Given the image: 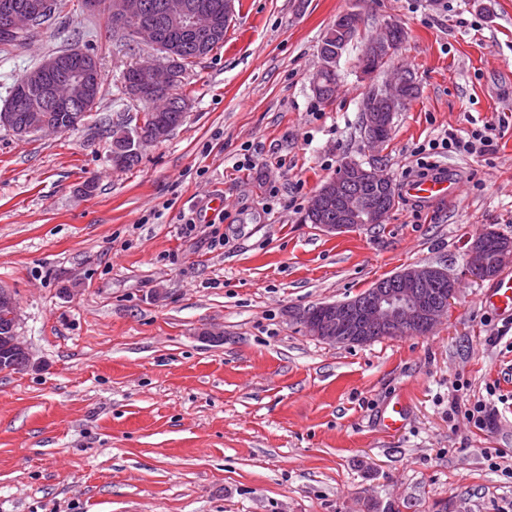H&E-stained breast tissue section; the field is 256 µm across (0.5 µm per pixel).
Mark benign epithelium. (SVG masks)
Wrapping results in <instances>:
<instances>
[{
  "instance_id": "benign-epithelium-1",
  "label": "benign epithelium",
  "mask_w": 512,
  "mask_h": 512,
  "mask_svg": "<svg viewBox=\"0 0 512 512\" xmlns=\"http://www.w3.org/2000/svg\"><path fill=\"white\" fill-rule=\"evenodd\" d=\"M47 0H3L0 3V27L12 34H30L34 31L35 19L46 11ZM141 4L139 0H113L112 25L121 28L137 40L154 47L162 46L157 31L140 24ZM233 14V0H225L224 17L210 14L201 7L193 6L185 0H167L164 15L168 29L188 41L202 44L215 34L222 21L230 20ZM395 23L388 22L382 27L377 40L370 44L366 53L370 57L390 54L393 48L385 37ZM178 55L176 49L166 46L165 51L150 59L138 62L136 70L140 81L126 84L127 96L139 101L148 99L149 93L161 87H173L177 74ZM98 68V60L85 52H69L46 56L39 66L26 74L21 92L28 87L43 85L48 93L50 111L80 112L93 107L97 96L93 93V73ZM385 99L392 111H399L406 103L398 83H389L382 91L370 96L364 103L367 116H372L376 101ZM130 146L142 149L153 142L169 137V128L159 124L153 139L148 140L140 132L126 131ZM340 205L349 217L371 224L383 222L381 210H369L362 200L344 194L342 182L333 179L325 189L314 197L315 206L324 203ZM505 260L512 256V241L501 238L493 230L482 234L468 249V269L471 276L485 279L491 275L490 251ZM440 282L448 284V297L442 302L432 300L431 289ZM456 295L455 280L442 268L433 265H419L394 274V284L390 288H375L368 303L359 311L355 310L354 300L322 304L319 320L303 317L301 324L306 331L327 343L341 345H367L378 339L376 333L389 336L424 335L431 332L448 314Z\"/></svg>"
}]
</instances>
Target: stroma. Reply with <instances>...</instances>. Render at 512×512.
Segmentation results:
<instances>
[{
    "label": "stroma",
    "mask_w": 512,
    "mask_h": 512,
    "mask_svg": "<svg viewBox=\"0 0 512 512\" xmlns=\"http://www.w3.org/2000/svg\"><path fill=\"white\" fill-rule=\"evenodd\" d=\"M350 11L361 39L324 101L318 46ZM388 20L407 34L392 65L419 92L374 149L361 104L386 77L358 57ZM72 49L102 72L85 124L0 126V284L31 355L0 372V512H512V319L482 306L490 282L467 265L483 230L512 238V0H235L223 47L182 78L184 123L128 169L99 125L134 122L141 103L114 101V82L145 52L83 0L0 47V108ZM487 122L502 127L492 152L437 158L457 198H401L337 236L305 223L344 158L399 187L416 146ZM246 154L255 169L236 171ZM419 264L457 282L428 334L332 345L298 321ZM399 397L390 433L380 414Z\"/></svg>",
    "instance_id": "obj_1"
}]
</instances>
